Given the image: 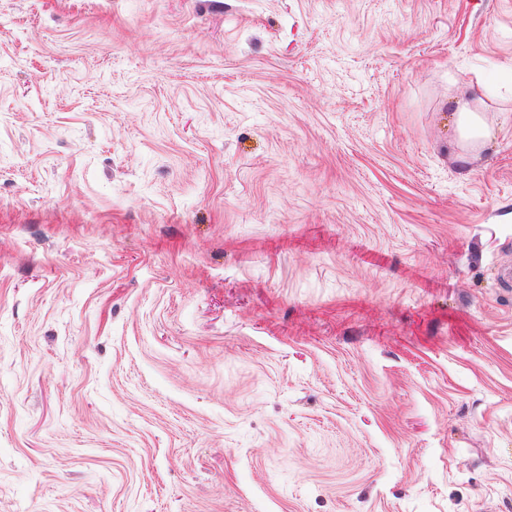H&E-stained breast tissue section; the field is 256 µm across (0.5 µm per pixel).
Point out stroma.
Wrapping results in <instances>:
<instances>
[{"mask_svg":"<svg viewBox=\"0 0 512 512\" xmlns=\"http://www.w3.org/2000/svg\"><path fill=\"white\" fill-rule=\"evenodd\" d=\"M510 265L512 0H0V512H512ZM456 105L453 115L458 145L469 150L484 146L492 136V131L484 118L478 112L469 109L467 103L460 104L456 101Z\"/></svg>","mask_w":512,"mask_h":512,"instance_id":"1","label":"stroma"}]
</instances>
